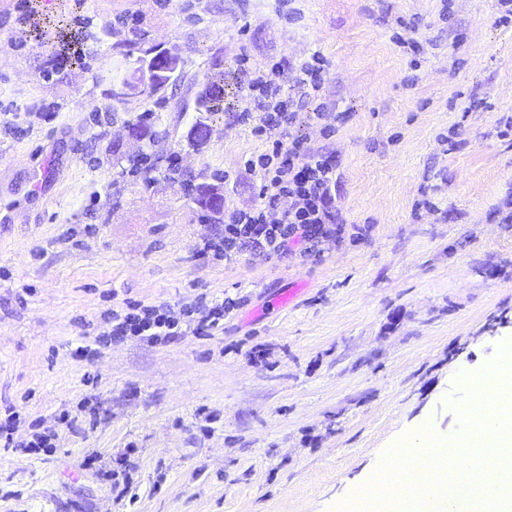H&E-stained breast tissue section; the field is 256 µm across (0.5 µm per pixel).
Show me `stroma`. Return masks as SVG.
<instances>
[{"label":"stroma","instance_id":"stroma-1","mask_svg":"<svg viewBox=\"0 0 512 512\" xmlns=\"http://www.w3.org/2000/svg\"><path fill=\"white\" fill-rule=\"evenodd\" d=\"M33 4L32 26L0 0V411L15 413L0 512H332L402 434L454 438L468 377L512 340V223L493 217L512 196V131L498 134L512 23L498 0ZM70 33L85 62L52 66ZM159 45L182 57L184 84L122 95ZM242 53L256 66L323 56L319 100L348 119L323 138L309 104L288 134L335 154L336 206L362 240L318 258L201 253L212 227L166 161L196 184L228 172L225 209L255 201L240 159L265 143L241 117ZM217 68L224 111L196 151L190 105ZM145 111L176 133L128 140L125 120ZM141 153L163 158L147 177L129 171ZM201 293L239 299L222 334L111 341L125 303ZM84 341L97 357H73ZM37 433L53 448L30 453ZM119 468L132 477L120 501Z\"/></svg>","mask_w":512,"mask_h":512}]
</instances>
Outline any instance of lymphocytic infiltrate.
<instances>
[{"label": "lymphocytic infiltrate", "mask_w": 512, "mask_h": 512, "mask_svg": "<svg viewBox=\"0 0 512 512\" xmlns=\"http://www.w3.org/2000/svg\"><path fill=\"white\" fill-rule=\"evenodd\" d=\"M247 55H239L236 72L241 98L253 100L259 110L258 136L265 139V150L243 161L245 171L259 180L257 200L248 207L236 208L224 215L203 252L223 255L225 261L241 257L284 259L294 246L303 254H320L327 241H358L363 230L346 226L336 206V157L306 140L289 138L303 102L316 101L324 84L325 61L313 54L299 67L279 60L269 70L251 69ZM292 76L297 95L283 94L277 77ZM238 300L230 297L197 295L182 304L179 313L170 305L127 303L112 313L113 340L134 337L148 344L165 342L193 334L213 336L222 332L224 321L236 310Z\"/></svg>", "instance_id": "lymphocytic-infiltrate-1"}]
</instances>
